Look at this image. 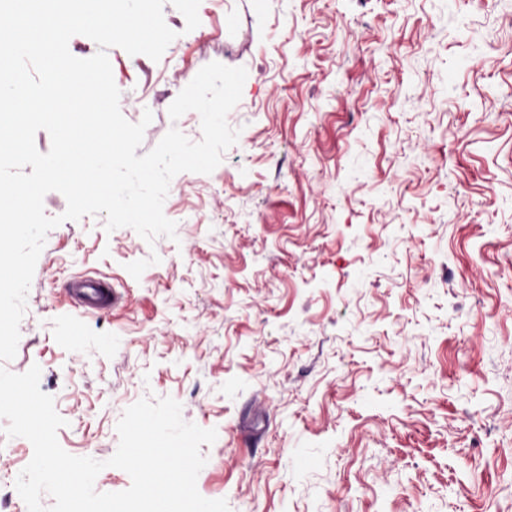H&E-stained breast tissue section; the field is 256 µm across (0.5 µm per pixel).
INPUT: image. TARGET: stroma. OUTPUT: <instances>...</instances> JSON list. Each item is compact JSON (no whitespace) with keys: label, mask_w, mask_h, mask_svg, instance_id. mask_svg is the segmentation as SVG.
<instances>
[{"label":"stroma","mask_w":512,"mask_h":512,"mask_svg":"<svg viewBox=\"0 0 512 512\" xmlns=\"http://www.w3.org/2000/svg\"><path fill=\"white\" fill-rule=\"evenodd\" d=\"M512 0H201L160 60L107 51L124 117L153 119L217 61L247 70L235 145L183 172L176 239L52 229L14 373L66 421L71 455L108 466L116 425L169 396L217 431L197 489L231 512H512ZM157 254L141 278L128 263ZM108 278L111 310L67 303ZM0 419V512L33 456Z\"/></svg>","instance_id":"stroma-1"}]
</instances>
